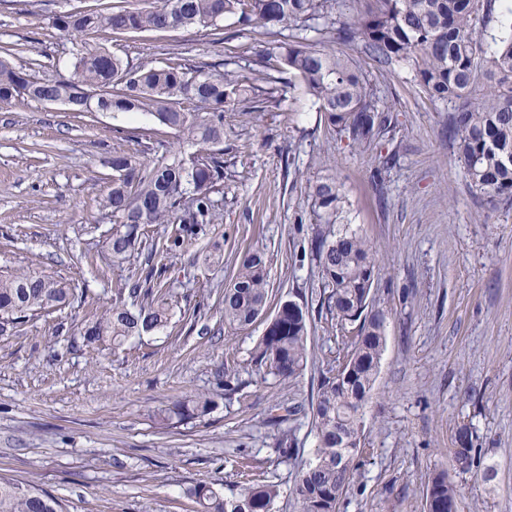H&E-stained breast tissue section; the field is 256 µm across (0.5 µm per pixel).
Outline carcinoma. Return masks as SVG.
Returning a JSON list of instances; mask_svg holds the SVG:
<instances>
[{"instance_id": "obj_1", "label": "carcinoma", "mask_w": 512, "mask_h": 512, "mask_svg": "<svg viewBox=\"0 0 512 512\" xmlns=\"http://www.w3.org/2000/svg\"><path fill=\"white\" fill-rule=\"evenodd\" d=\"M496 0H373L365 12L346 15L344 0H153L144 7L85 11L57 16L53 26L69 36L107 29L120 37L180 28L218 29L228 18L256 25L269 34L288 33V42L269 48L255 61L247 82L234 69L167 62L132 66L109 49L85 45L74 56L69 77L38 79L0 49V102L53 97L69 101L72 112H142L174 138L170 163H145L137 156L112 157V182L99 199L119 227L108 242L112 259L121 261L151 224L172 225L171 242L193 234L194 225L216 219L210 191L224 181V106L243 99L241 116L273 112L280 106L279 74L298 79L327 125L356 147H366L385 122L362 72L343 50L321 45L347 44L360 38L381 63H408L414 80L435 101L455 104L453 134L458 160L469 185L489 201L512 198V23L500 35L487 31ZM482 97L472 100L478 81ZM193 104L186 109L183 103ZM312 206L326 230L316 237V255L331 288L328 311L341 330L352 327L355 339L336 357V375L320 385L312 404L315 448L299 473L295 495L300 512H336L350 485L360 452L359 421L371 397L385 346L386 315L373 304V246L357 230L344 226L345 199L334 178L310 187ZM270 283L261 254L244 256L224 289V324L246 327L260 317ZM70 285L36 272L0 274V335L25 319L48 315L63 305ZM165 295L137 311L116 301L87 322L89 341L107 338L119 346L135 335L168 326ZM308 325L303 308L279 304L257 342L253 359L278 377L296 378L307 361ZM349 373L346 384L336 377ZM212 404L206 394L176 403L158 415L162 426L204 415ZM450 461L459 474L487 482L492 467L481 466L474 432L457 429ZM448 471L432 473L424 495L425 512L434 503L456 500ZM200 512H273L278 486L249 477L229 496L206 483L188 490ZM0 512H63L46 491L0 480Z\"/></svg>"}]
</instances>
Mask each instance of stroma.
Masks as SVG:
<instances>
[{
	"instance_id": "1",
	"label": "stroma",
	"mask_w": 512,
	"mask_h": 512,
	"mask_svg": "<svg viewBox=\"0 0 512 512\" xmlns=\"http://www.w3.org/2000/svg\"><path fill=\"white\" fill-rule=\"evenodd\" d=\"M137 0H0V46L38 77L69 74L82 43L131 64L232 61L242 76L267 46L261 29L151 31L69 37L59 14L133 7ZM389 122L368 148L330 130L297 83L281 81L282 109L242 122L224 109V182L212 189L214 223L167 248L152 225L126 260L108 248L114 228L97 201L112 157L154 164L171 135L151 116H82L30 99L0 103V274L35 270L70 283L68 302L0 335V478L54 495L64 512H197L186 491L205 482L235 490L244 474L277 484L273 512H299L293 489L315 446L312 404L344 346L327 308L315 251L309 186L331 175L347 222L375 248L373 299L386 345L353 483L336 512H424L429 476L450 466L457 429L474 431L493 467L489 482L453 475L457 512H512V200L488 203L469 186L451 132L454 106L431 100L408 65L377 62L347 45ZM292 164H285V157ZM262 254L272 303L291 300L308 321L301 374L282 380L255 363L265 325L224 324V289L242 257ZM160 273L169 325L120 348L90 343L92 313L147 300ZM211 395L210 411L161 427L160 410ZM295 453L282 457L280 440Z\"/></svg>"
}]
</instances>
